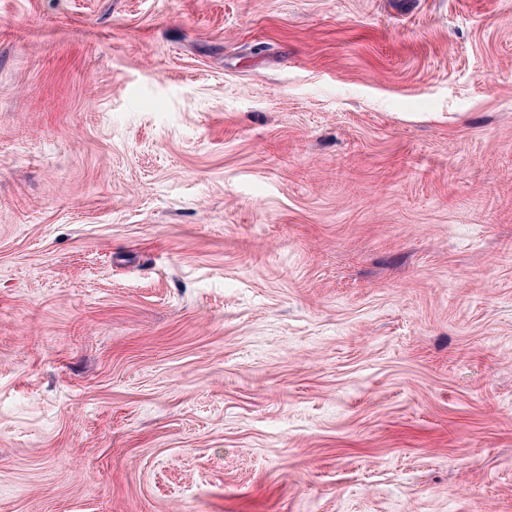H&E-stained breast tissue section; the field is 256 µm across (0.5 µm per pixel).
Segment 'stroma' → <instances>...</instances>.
Returning a JSON list of instances; mask_svg holds the SVG:
<instances>
[{
  "mask_svg": "<svg viewBox=\"0 0 512 512\" xmlns=\"http://www.w3.org/2000/svg\"><path fill=\"white\" fill-rule=\"evenodd\" d=\"M0 512H512V0H0Z\"/></svg>",
  "mask_w": 512,
  "mask_h": 512,
  "instance_id": "obj_1",
  "label": "stroma"
}]
</instances>
